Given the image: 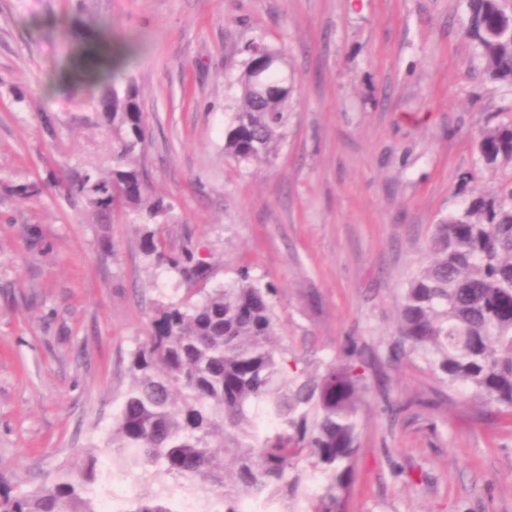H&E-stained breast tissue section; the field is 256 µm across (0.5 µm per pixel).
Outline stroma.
<instances>
[{
	"instance_id": "35a3bbf8",
	"label": "stroma",
	"mask_w": 512,
	"mask_h": 512,
	"mask_svg": "<svg viewBox=\"0 0 512 512\" xmlns=\"http://www.w3.org/2000/svg\"><path fill=\"white\" fill-rule=\"evenodd\" d=\"M465 16V0H0V481L24 492L90 452L102 501L134 496L107 450L129 361L190 293L141 225L98 223L63 188L112 170L75 64L134 41L169 247L209 264L204 289L244 266L272 284L281 353L315 367L357 346L383 366L341 512H512V418L422 357L388 360L436 224L499 181L476 140L512 119V87L483 76ZM251 42L287 49L296 100L276 155L241 168L228 79Z\"/></svg>"
}]
</instances>
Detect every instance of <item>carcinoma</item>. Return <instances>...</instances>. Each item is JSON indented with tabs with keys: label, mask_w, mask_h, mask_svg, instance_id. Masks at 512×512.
<instances>
[{
	"label": "carcinoma",
	"mask_w": 512,
	"mask_h": 512,
	"mask_svg": "<svg viewBox=\"0 0 512 512\" xmlns=\"http://www.w3.org/2000/svg\"><path fill=\"white\" fill-rule=\"evenodd\" d=\"M465 35L472 39L491 82L512 85V41L499 0H468ZM119 60L85 73L87 93L112 121V173L76 172L68 195L85 200L98 221L143 225V253L187 281L208 277V264L191 249L171 254L160 226L172 206L154 196L137 159L147 147L139 89L122 72L134 46L113 47ZM237 95L224 152L239 166L273 156L285 137L292 93L258 97L249 62L230 83ZM483 166L500 172L498 188L470 196L466 206L435 225L431 261L410 279L400 299L399 325L389 360L424 357L441 382L465 386L474 397L512 416V120L483 131L476 143ZM274 289L251 278L212 290L199 303L158 309L148 339L133 353L126 392L112 426V472L137 492L123 512H178L173 489L182 486L201 512H242L245 491L260 512H340L357 453L366 369L375 360L353 349L310 373L272 345L278 323ZM263 404L272 429L254 431L250 408ZM324 477L319 491L304 486L300 462ZM95 461L75 478L60 472L28 492L0 485V512H98L91 487Z\"/></svg>",
	"instance_id": "obj_1"
}]
</instances>
